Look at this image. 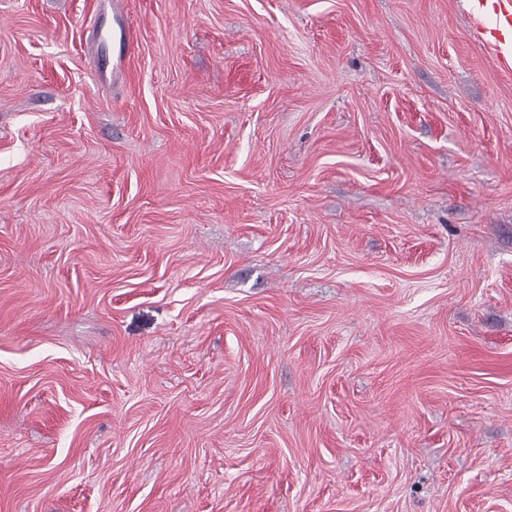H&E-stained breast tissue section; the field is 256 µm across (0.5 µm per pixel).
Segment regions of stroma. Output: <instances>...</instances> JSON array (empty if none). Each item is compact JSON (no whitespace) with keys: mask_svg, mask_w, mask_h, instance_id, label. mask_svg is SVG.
<instances>
[{"mask_svg":"<svg viewBox=\"0 0 512 512\" xmlns=\"http://www.w3.org/2000/svg\"><path fill=\"white\" fill-rule=\"evenodd\" d=\"M0 0V512H512V82L467 0ZM113 12V19L119 30L118 43L121 46L115 67L114 65L112 66V73H116L117 70L122 69L126 61L125 59L131 51L134 34L132 33V26L127 22L123 10L116 7L113 8Z\"/></svg>","mask_w":512,"mask_h":512,"instance_id":"stroma-1","label":"stroma"}]
</instances>
